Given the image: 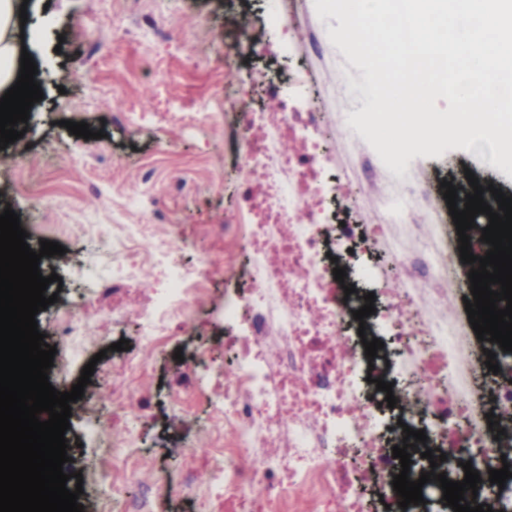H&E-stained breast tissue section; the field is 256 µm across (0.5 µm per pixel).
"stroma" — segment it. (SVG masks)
Segmentation results:
<instances>
[{
  "label": "stroma",
  "mask_w": 512,
  "mask_h": 512,
  "mask_svg": "<svg viewBox=\"0 0 512 512\" xmlns=\"http://www.w3.org/2000/svg\"><path fill=\"white\" fill-rule=\"evenodd\" d=\"M31 23L23 42L38 70L44 97L34 105L15 149L27 152L26 166L0 165V209L11 207L27 232V242L59 243L67 264L42 257L43 276L57 300L36 316L46 344L76 353L68 371L50 367L48 380L71 391L85 365L94 373L85 393L93 405L72 413L64 437L69 460L63 465L68 490H80L83 512H101L112 501V476L102 472L112 457L111 439H87L89 418L104 415L115 433L126 427L127 410L112 407V365L125 339L138 353L146 331L135 312L152 306L164 277L149 260L153 240L175 225L187 247L184 267L202 253L224 251V221L237 208L234 151L224 140V80L227 66L285 71L293 61L288 44L266 22V0H31ZM249 18L263 47L261 57L245 59L225 32L230 15ZM324 34L330 62L322 79L325 106L336 126L358 136L348 118L371 101L366 71L328 41L340 21L326 15L315 22ZM87 123L92 138L70 134L66 121ZM407 167L433 172L437 181L466 185V173L479 184L512 194V175L493 164L489 148H448L438 156L414 155ZM125 224H149L150 237L136 241L135 255L115 261L112 246L123 242ZM84 307L88 332L63 341L62 322L70 302ZM170 338L152 355L142 390L150 407L142 420L139 445L148 475L175 466L170 448L193 435L210 415L207 396L193 397L195 417L183 422L173 402L172 381L184 368L177 350L202 345L208 374L221 373L224 357V284H211L194 321L169 325Z\"/></svg>",
  "instance_id": "stroma-1"
}]
</instances>
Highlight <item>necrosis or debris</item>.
<instances>
[{
  "label": "necrosis or debris",
  "instance_id": "1",
  "mask_svg": "<svg viewBox=\"0 0 512 512\" xmlns=\"http://www.w3.org/2000/svg\"><path fill=\"white\" fill-rule=\"evenodd\" d=\"M302 4L267 3L298 65L283 77L256 70L250 83L237 74L224 83L237 118L240 191L235 218L224 227L236 256L221 262L204 255L186 271L183 243L170 236L158 250L169 286L155 306L136 312L152 334L140 353L120 359L124 374L146 373L145 356L164 339L168 320L192 321L208 286L220 280L224 348L234 367L211 388L196 374L206 349L188 353L173 396L209 392V421L174 448L181 461L175 473L145 482V462L134 451L142 416L131 415L125 433L112 437L126 451L112 466V495L120 512H168L176 493L207 512L210 497L196 493L193 455L204 442L223 461L212 497L223 498L224 512H372L376 496L389 512H433L443 496L437 481L423 485L422 504L405 509L392 487L401 470L392 448L409 427L425 432L426 448L445 453L435 468L449 480L464 479L466 461L478 471V491L465 500L512 512V478L502 486L488 480L490 470L512 463V378L503 373L512 352L496 345L487 355L476 341L459 304L469 272L457 264L459 238L429 174H408L391 192L380 180L383 162L328 147L319 136L330 124L326 113L297 110L301 90L315 84L306 56L321 49L316 33L302 31ZM255 90L277 102V111L254 107ZM354 183L376 204L359 207L357 224L338 225L328 190ZM415 213L421 223H411ZM356 248L379 264L357 266ZM337 267L344 281H336ZM361 278L391 288L389 302L362 322L353 313L365 300L352 290ZM373 338L383 347L371 359L363 342ZM490 358L502 370L492 381ZM378 378L391 392L377 390ZM492 418L498 429H490Z\"/></svg>",
  "mask_w": 512,
  "mask_h": 512
}]
</instances>
